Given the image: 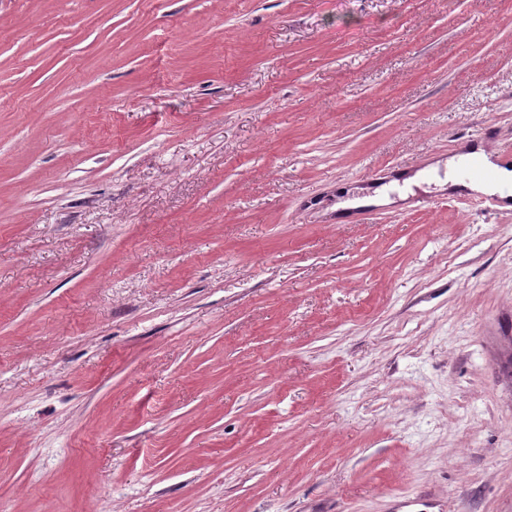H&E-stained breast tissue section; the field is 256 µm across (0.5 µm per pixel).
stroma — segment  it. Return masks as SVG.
Instances as JSON below:
<instances>
[{"mask_svg":"<svg viewBox=\"0 0 512 512\" xmlns=\"http://www.w3.org/2000/svg\"><path fill=\"white\" fill-rule=\"evenodd\" d=\"M512 0H0V512H512ZM498 141V134L488 130L479 139H466L461 142L460 155L463 157V179L484 178L490 175V169L485 167L478 157L474 156L481 149L490 156L489 159L498 167L510 168L512 166V152L499 148Z\"/></svg>","mask_w":512,"mask_h":512,"instance_id":"35a3bbf8","label":"stroma"}]
</instances>
